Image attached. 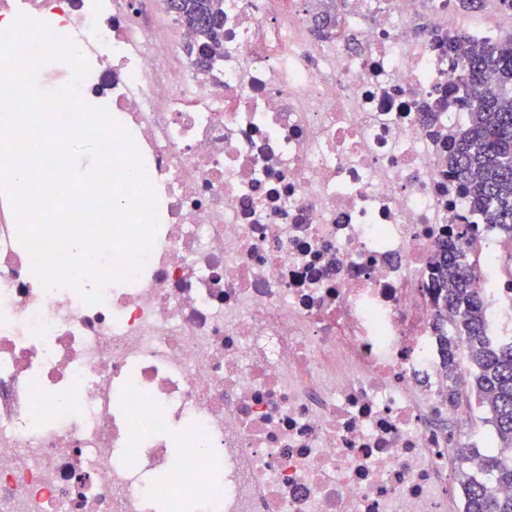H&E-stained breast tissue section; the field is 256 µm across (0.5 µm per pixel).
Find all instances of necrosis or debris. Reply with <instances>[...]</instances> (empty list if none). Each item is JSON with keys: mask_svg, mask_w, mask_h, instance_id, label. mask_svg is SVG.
<instances>
[{"mask_svg": "<svg viewBox=\"0 0 512 512\" xmlns=\"http://www.w3.org/2000/svg\"><path fill=\"white\" fill-rule=\"evenodd\" d=\"M457 0H222L220 57L163 0H0L87 57L159 204L100 302L32 280L0 193V512H462L486 432L449 401L430 259L466 235L491 335L506 243L448 166ZM332 20L319 31V18ZM181 440L170 453V436Z\"/></svg>", "mask_w": 512, "mask_h": 512, "instance_id": "4bbe7bcc", "label": "necrosis or debris"}]
</instances>
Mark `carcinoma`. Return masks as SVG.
<instances>
[{"label":"carcinoma","instance_id":"carcinoma-1","mask_svg":"<svg viewBox=\"0 0 512 512\" xmlns=\"http://www.w3.org/2000/svg\"><path fill=\"white\" fill-rule=\"evenodd\" d=\"M166 8L195 31L211 60L221 47L224 11L220 0H179ZM455 102L470 113L460 131L451 166L473 193L483 220L512 239V33L493 45L474 42L462 61ZM480 271L463 260L462 250L442 242L432 265L437 324L448 310L460 316L459 336L444 339L446 376L457 383L462 367L472 371L476 396L486 401L485 421L493 427L495 447L484 459L485 477L461 472L464 512H512V497L499 488L512 486V341L486 336V294Z\"/></svg>","mask_w":512,"mask_h":512}]
</instances>
